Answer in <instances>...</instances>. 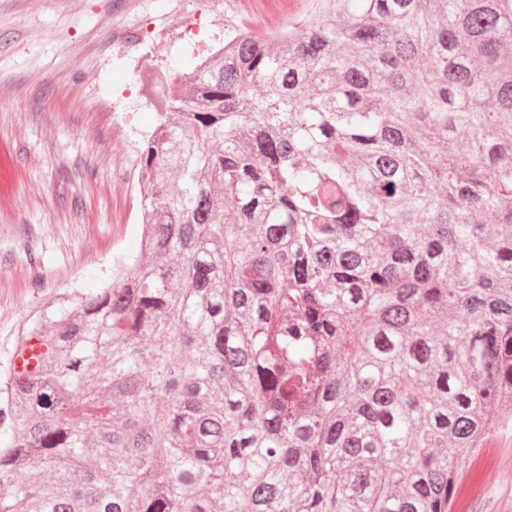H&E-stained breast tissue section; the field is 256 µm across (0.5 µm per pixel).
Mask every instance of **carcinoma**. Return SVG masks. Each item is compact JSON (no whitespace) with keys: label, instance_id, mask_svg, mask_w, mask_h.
Returning <instances> with one entry per match:
<instances>
[{"label":"carcinoma","instance_id":"1","mask_svg":"<svg viewBox=\"0 0 512 512\" xmlns=\"http://www.w3.org/2000/svg\"><path fill=\"white\" fill-rule=\"evenodd\" d=\"M155 96L139 254L0 382V512H452L512 426V0H308Z\"/></svg>","mask_w":512,"mask_h":512}]
</instances>
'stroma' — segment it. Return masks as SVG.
<instances>
[{
    "label": "stroma",
    "instance_id": "stroma-1",
    "mask_svg": "<svg viewBox=\"0 0 512 512\" xmlns=\"http://www.w3.org/2000/svg\"><path fill=\"white\" fill-rule=\"evenodd\" d=\"M307 0H0V372L28 320L100 288L141 240L138 150L157 126L138 89L218 48L267 33ZM467 512H512V428L486 441Z\"/></svg>",
    "mask_w": 512,
    "mask_h": 512
}]
</instances>
